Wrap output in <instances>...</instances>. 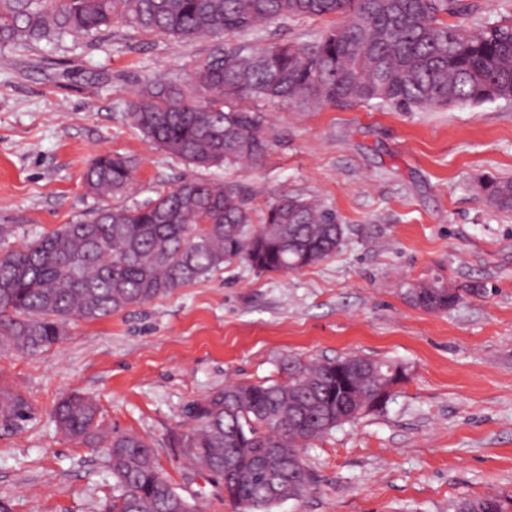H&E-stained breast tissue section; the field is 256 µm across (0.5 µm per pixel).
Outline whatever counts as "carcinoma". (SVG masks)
Masks as SVG:
<instances>
[{"instance_id": "obj_1", "label": "carcinoma", "mask_w": 512, "mask_h": 512, "mask_svg": "<svg viewBox=\"0 0 512 512\" xmlns=\"http://www.w3.org/2000/svg\"><path fill=\"white\" fill-rule=\"evenodd\" d=\"M467 0H0V44L29 45L67 35L99 33L123 20L175 39L248 37L265 23L340 16L344 22L317 41L294 46L215 47L187 85L155 78L125 102V118L152 145L200 168H251L276 140L265 116L246 103L277 101L294 107L321 102L369 103L401 109L512 102V20L487 22L472 32L441 13L465 15ZM133 159L94 158L85 183L98 195L129 189ZM486 200L512 212V180L490 179ZM345 235L335 211L303 196L269 203L262 222L232 185L185 178L141 206L103 208L0 254V348L29 354L59 342L69 322L102 319L196 283L224 264L279 272L319 263ZM436 281L406 295L415 308L446 311L469 289L444 292ZM396 363L377 359L338 388L336 361L288 357L284 381L232 383L191 405V425L170 437L191 467L209 463L237 512H271L265 480L254 462L269 448L298 461L287 472L294 499L319 479L302 457L313 440L355 421L338 405L371 403ZM31 413L20 393L0 388V422L14 425ZM67 437L106 449L121 488L109 512H196L160 473L146 439L102 428L97 403L72 391L54 405ZM512 497L462 501L457 512H508Z\"/></svg>"}]
</instances>
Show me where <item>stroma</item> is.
Segmentation results:
<instances>
[{"mask_svg": "<svg viewBox=\"0 0 512 512\" xmlns=\"http://www.w3.org/2000/svg\"><path fill=\"white\" fill-rule=\"evenodd\" d=\"M333 16L277 20L255 47L303 46ZM118 21L57 44L0 45V252L102 208L144 204L193 177L245 187L254 216L284 194L315 197L346 233L334 255L295 271L235 262L152 302L69 323L36 354L0 351V387L32 405L0 425V502L9 512H107L120 490L106 457L59 432L51 411L78 391L105 428L147 438L197 512H234L222 486L168 445L187 407L232 382L284 380L286 355H360L405 366L379 411L313 441L314 492L273 512H455L512 495V213L480 185L512 180V104L399 109L370 102L262 103L278 136L250 170L195 169L150 145L124 103L154 75L189 80L211 52ZM132 157L126 192L100 197L83 174L97 155ZM465 289L445 312L405 291Z\"/></svg>", "mask_w": 512, "mask_h": 512, "instance_id": "1", "label": "stroma"}]
</instances>
